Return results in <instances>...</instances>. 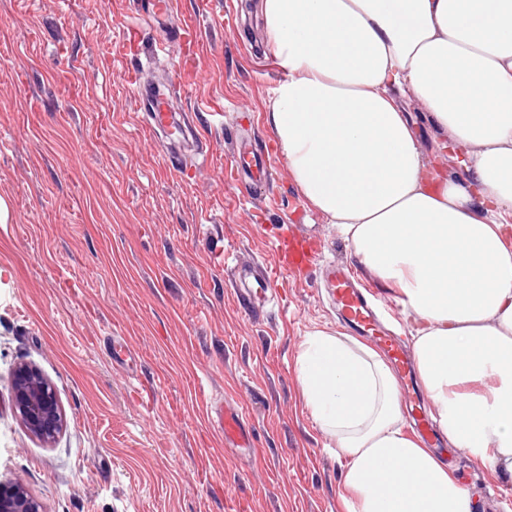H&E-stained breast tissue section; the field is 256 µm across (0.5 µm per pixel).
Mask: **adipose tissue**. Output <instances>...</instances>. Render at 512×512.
<instances>
[{
    "label": "adipose tissue",
    "instance_id": "obj_1",
    "mask_svg": "<svg viewBox=\"0 0 512 512\" xmlns=\"http://www.w3.org/2000/svg\"><path fill=\"white\" fill-rule=\"evenodd\" d=\"M284 77L266 106L308 203L400 306L450 449L512 478V0H262ZM465 176L423 160L399 96ZM304 407L346 460L343 512H472L407 424L375 348L336 329L300 344Z\"/></svg>",
    "mask_w": 512,
    "mask_h": 512
}]
</instances>
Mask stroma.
Returning <instances> with one entry per match:
<instances>
[{
	"instance_id": "stroma-1",
	"label": "stroma",
	"mask_w": 512,
	"mask_h": 512,
	"mask_svg": "<svg viewBox=\"0 0 512 512\" xmlns=\"http://www.w3.org/2000/svg\"><path fill=\"white\" fill-rule=\"evenodd\" d=\"M254 4L177 0L203 45L181 80L178 49L142 51L158 29L111 46L102 16L121 25L145 0H0V478L45 512H341L345 460L304 408L296 372L305 334L340 325L321 270L285 278L279 304L256 315L207 258L228 243L242 261L271 262L279 226L297 224L322 240L325 261L375 283L279 153L262 199L240 197L225 131L272 141L266 105L283 77ZM142 66L178 81V106L208 149L202 167L175 177L160 164L123 79ZM402 105L425 162H441V134L414 98ZM114 334L136 350V378L100 348ZM22 363L65 414L51 445L14 413ZM201 378L239 404L254 448L225 447ZM449 461L483 512H512V480L462 452Z\"/></svg>"
}]
</instances>
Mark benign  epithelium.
<instances>
[{
	"label": "benign epithelium",
	"instance_id": "obj_1",
	"mask_svg": "<svg viewBox=\"0 0 512 512\" xmlns=\"http://www.w3.org/2000/svg\"><path fill=\"white\" fill-rule=\"evenodd\" d=\"M14 409L27 431L46 444L64 429L66 422L57 397L40 372L18 366L13 374ZM0 512H44L39 500L16 483L0 480Z\"/></svg>",
	"mask_w": 512,
	"mask_h": 512
}]
</instances>
